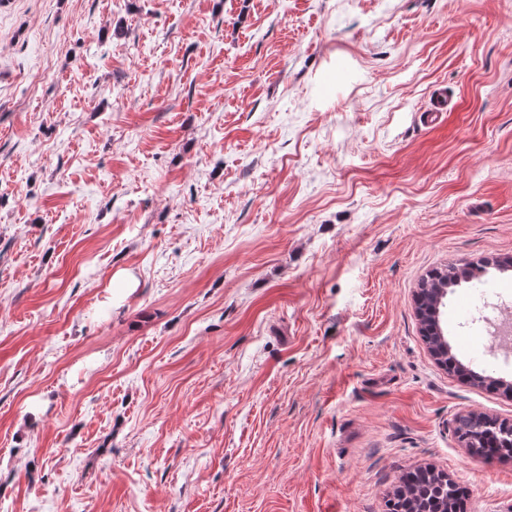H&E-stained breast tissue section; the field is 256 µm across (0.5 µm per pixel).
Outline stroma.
<instances>
[{
    "label": "stroma",
    "instance_id": "stroma-1",
    "mask_svg": "<svg viewBox=\"0 0 512 512\" xmlns=\"http://www.w3.org/2000/svg\"><path fill=\"white\" fill-rule=\"evenodd\" d=\"M510 257L512 0H0V512H512L414 314ZM500 260L490 261L482 260L476 263L468 264L460 274L456 271V267L448 265L445 268H435L428 272V274L421 279L418 284L420 292L417 296V302L421 304H431L434 298L435 289L444 288L440 291L439 303L436 308L432 310L433 320L431 332L433 333L434 341L428 343V349L434 359L443 367L448 366V358L451 356V348L448 344V331L447 324L443 319V314L440 308L443 299L447 297L448 283L452 282L454 278L462 279V283L469 285V288H482L488 281L486 277L491 268L499 269ZM448 370L459 371V367Z\"/></svg>",
    "mask_w": 512,
    "mask_h": 512
}]
</instances>
